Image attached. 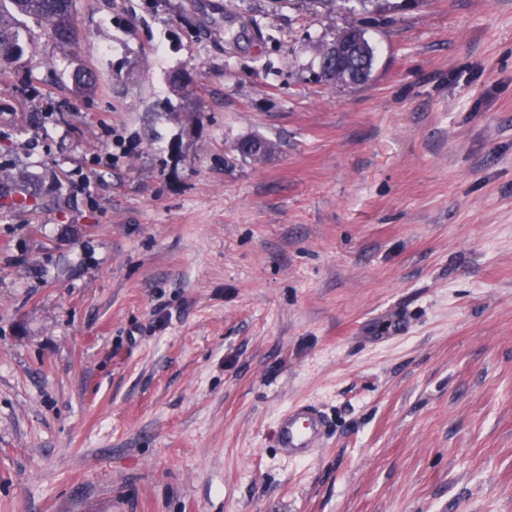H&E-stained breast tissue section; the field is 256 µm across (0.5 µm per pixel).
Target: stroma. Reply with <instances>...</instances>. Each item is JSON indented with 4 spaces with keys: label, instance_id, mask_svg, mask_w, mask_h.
I'll return each mask as SVG.
<instances>
[{
    "label": "stroma",
    "instance_id": "stroma-1",
    "mask_svg": "<svg viewBox=\"0 0 512 512\" xmlns=\"http://www.w3.org/2000/svg\"><path fill=\"white\" fill-rule=\"evenodd\" d=\"M74 14L0 62V512H512V0ZM366 21L360 20L353 25H358L363 48L362 55L355 60H350L336 71L331 69L318 76L319 81L344 86H360L367 83L372 75L375 54L368 38L364 25ZM355 46L351 38L347 35L337 38L333 43L328 46V54L325 58L321 59V68L328 67L330 62L333 67H338L348 56L354 53ZM59 204V199L52 197L48 200L41 196L38 185L28 178L27 173L3 172L0 175V207H29L37 209L42 204ZM326 417L309 403L299 404L285 412L276 427L280 448L294 456H305L317 448L327 429Z\"/></svg>",
    "mask_w": 512,
    "mask_h": 512
}]
</instances>
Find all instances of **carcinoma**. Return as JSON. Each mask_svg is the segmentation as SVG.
<instances>
[{
	"label": "carcinoma",
	"instance_id": "obj_1",
	"mask_svg": "<svg viewBox=\"0 0 512 512\" xmlns=\"http://www.w3.org/2000/svg\"><path fill=\"white\" fill-rule=\"evenodd\" d=\"M17 14L45 23L60 41H68L73 35V0H0V51L8 56L22 52L14 26ZM356 25L363 44L362 55L338 70L323 72L318 76L319 81L360 86L370 80L375 61L374 49L366 37L365 21L360 20ZM48 202L56 204L59 199H44L38 185L28 178L26 172L18 170L0 174V207L37 209Z\"/></svg>",
	"mask_w": 512,
	"mask_h": 512
}]
</instances>
